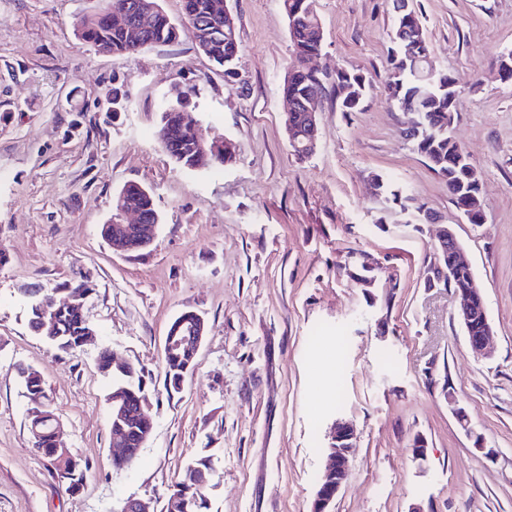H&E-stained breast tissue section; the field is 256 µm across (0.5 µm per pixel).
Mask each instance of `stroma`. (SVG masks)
I'll return each instance as SVG.
<instances>
[{
	"label": "stroma",
	"mask_w": 512,
	"mask_h": 512,
	"mask_svg": "<svg viewBox=\"0 0 512 512\" xmlns=\"http://www.w3.org/2000/svg\"><path fill=\"white\" fill-rule=\"evenodd\" d=\"M159 3L179 39L112 56L76 32L103 0H0V512H120L132 496L161 512L200 459L208 512H310L339 420L356 437L335 512H512V82L499 77L512 0H408L430 68L456 90L452 134L481 179L480 224L456 209L387 99L390 0H317L315 66L362 71L371 87L354 112L326 89L317 149L302 159L284 127L295 55L280 0H227L241 48L231 79L199 49L184 0ZM181 91L199 135L234 144L231 162L190 171L162 149V106ZM376 178L440 224L377 195ZM129 183L151 190L160 223L150 247L123 254L100 230ZM444 223L483 289L491 358L472 349L453 292L425 284ZM81 276L95 340L66 353L31 329L25 291L62 303ZM187 310L206 334L170 393L165 338ZM103 351L139 372L153 422L121 468ZM22 367L41 373L87 466L77 492L33 447ZM475 433L493 456L474 449Z\"/></svg>",
	"instance_id": "1"
}]
</instances>
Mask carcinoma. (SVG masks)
<instances>
[{
  "mask_svg": "<svg viewBox=\"0 0 512 512\" xmlns=\"http://www.w3.org/2000/svg\"><path fill=\"white\" fill-rule=\"evenodd\" d=\"M150 0H106L104 9L84 17L77 26V34L103 54L126 55L135 52L129 44L127 28L140 32L139 49L156 44H167L179 38L180 28L161 10L151 11ZM222 0H185L186 18L200 50L216 64L224 68V75L236 74L240 55L237 38H229L219 31ZM125 10V23L109 25V11L115 6ZM284 11L302 10L290 37L297 60L296 69H303L304 57L317 47L315 32L310 26H320L315 0H282ZM394 22L390 34L393 47L388 55L387 91L388 99L401 112L415 109L420 124L419 133L412 138L413 148L428 162L430 169L448 183V193L457 208L470 206V200L479 193L480 178L469 162L462 161L464 151L448 130L454 120L453 108L455 90L452 80L446 74L426 78L429 53L422 23L414 11L408 9L407 0H392ZM333 83L336 91L342 93L341 110L355 112L364 102L368 82L366 77L355 70L336 71ZM349 92H344V89ZM326 81L312 74L301 72L298 79L286 77L283 95L297 100L295 108L288 115V123L298 128L305 122L304 103L314 95L323 96ZM188 93H179L176 101L168 103L161 113L158 138L162 147L179 165L188 170H198L222 165L230 159L226 154L217 157L201 149L195 133L187 127L172 123V115L184 111ZM124 207L140 212L147 223L156 221L157 210L153 195L144 187L130 183L120 191ZM475 279L469 267L454 265L452 254H439L429 267L428 286L439 284L454 292L470 287ZM57 321V335L48 337L63 352H71L83 346L88 326L83 317L68 310L54 311ZM163 365L167 389L177 391L185 376L191 372L196 359L178 351L164 352ZM99 368L112 376V390L124 388L131 398H144L142 381L135 368H118L112 359L103 354ZM43 433V457L57 472L66 490L75 492L83 485L85 464L75 453L65 456L52 452L50 428L43 424L38 427ZM211 478L207 461L199 460L189 466L168 496L164 512H205L206 490Z\"/></svg>",
  "mask_w": 512,
  "mask_h": 512,
  "instance_id": "cac0c4a2",
  "label": "carcinoma"
}]
</instances>
